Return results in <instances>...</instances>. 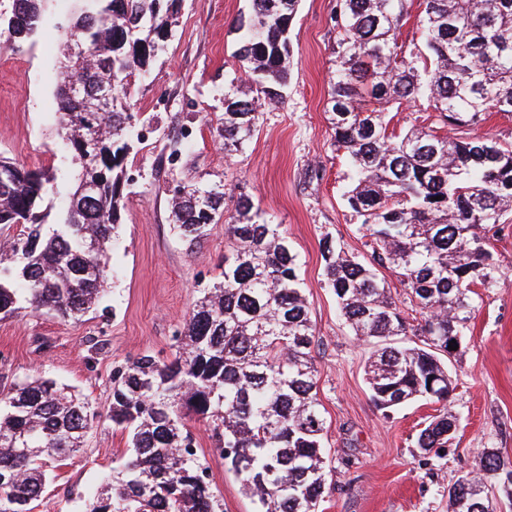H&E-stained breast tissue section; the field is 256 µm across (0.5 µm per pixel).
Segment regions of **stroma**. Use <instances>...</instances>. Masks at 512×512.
Listing matches in <instances>:
<instances>
[{
	"instance_id": "35a3bbf8",
	"label": "stroma",
	"mask_w": 512,
	"mask_h": 512,
	"mask_svg": "<svg viewBox=\"0 0 512 512\" xmlns=\"http://www.w3.org/2000/svg\"><path fill=\"white\" fill-rule=\"evenodd\" d=\"M335 3L301 0L289 34L285 101L262 106L253 138L229 156L216 127L225 93L248 88L235 56V21L248 0H182L165 52L137 84L140 120L150 134L124 162L125 207L120 237L106 255L105 290L78 323L27 309L0 320V387L49 377L88 396L105 414L115 366L143 354L172 360L176 331L203 290L221 278L224 227L216 225L204 243L187 248L170 229L165 187L220 184L225 207L239 194L250 195L266 219L281 225L299 258L327 427L321 512H448L449 486L478 470L481 449L512 459V214L492 242L501 277L493 287L476 288L473 318L448 363L455 439L450 449L421 459L416 439L436 405L376 407L365 374L376 346L354 335L323 276L324 236L360 260L371 259L367 232L342 197L349 171L328 120ZM75 10L76 0H48L31 40L16 51L0 50V155L53 173L58 193L46 200L53 223L77 178L57 134L55 99L62 32ZM100 340L104 348L93 350ZM188 428L223 512H256L216 453L211 426L192 420ZM128 456L126 434L103 417L85 448L51 471L33 512H84L85 501Z\"/></svg>"
}]
</instances>
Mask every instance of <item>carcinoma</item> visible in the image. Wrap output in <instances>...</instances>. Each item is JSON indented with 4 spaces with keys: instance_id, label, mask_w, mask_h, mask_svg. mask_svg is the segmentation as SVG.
<instances>
[{
    "instance_id": "obj_1",
    "label": "carcinoma",
    "mask_w": 512,
    "mask_h": 512,
    "mask_svg": "<svg viewBox=\"0 0 512 512\" xmlns=\"http://www.w3.org/2000/svg\"><path fill=\"white\" fill-rule=\"evenodd\" d=\"M44 0H11L0 12L3 44L38 29ZM64 31L57 75L61 129L78 174L61 222L44 228L40 208L54 177L0 158V225L19 233L0 247V319L28 307L83 320L109 279L103 257L119 236L124 161L135 142L136 82L171 37L179 0H81ZM413 0H337L327 102L336 150L353 171L344 192L371 238L372 264L322 239L328 287L354 335L380 344L369 365L374 404L447 405L449 342L464 335L472 288L492 287L499 267L489 250L512 213V143L472 134L488 112L512 115V0H420L419 43L398 32ZM300 0H252L237 20L250 89L224 97L216 128L224 151L253 137L261 103L284 102L289 29ZM109 86L108 110L94 109ZM383 108L424 101L449 133L389 130ZM103 138L100 152L85 145ZM169 199L173 230L192 249L224 223L223 279L206 289L175 336L172 361L142 355L112 372V428L128 434L130 455L86 512H221L209 469L187 421L213 426L224 464L257 499L258 512H319L326 492V420L317 398L310 303L297 257L281 225L251 197L224 208L221 185L178 184ZM398 271L421 322L392 300L377 267ZM412 335L406 344L392 336ZM457 418L432 417L417 438L427 458L448 447ZM98 414L85 396L50 378L0 392V512H31L50 468L84 446ZM481 469L448 487V512H490L496 487L512 497V461L481 451Z\"/></svg>"
}]
</instances>
